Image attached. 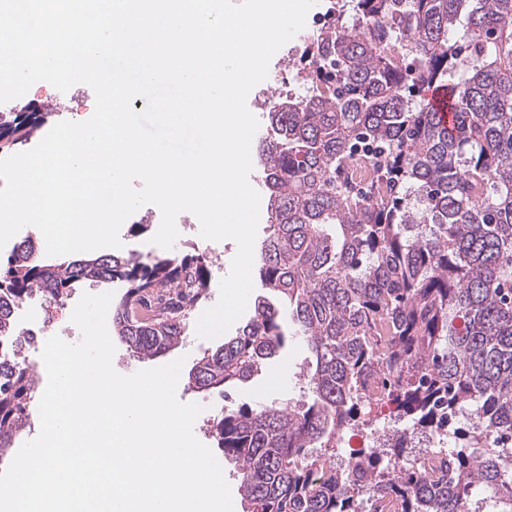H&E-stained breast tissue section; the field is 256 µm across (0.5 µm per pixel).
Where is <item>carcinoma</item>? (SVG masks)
<instances>
[{
	"mask_svg": "<svg viewBox=\"0 0 512 512\" xmlns=\"http://www.w3.org/2000/svg\"><path fill=\"white\" fill-rule=\"evenodd\" d=\"M305 40L307 93L274 97L259 140L270 297L188 384L224 397L210 431L246 512H484L482 488L512 512V0H343ZM437 85L456 104L450 126L416 99ZM48 117L1 112L0 145ZM352 166L359 194L337 179ZM211 277L194 254L55 265L17 246L0 256V338L12 299L119 282L112 332L154 359L183 342ZM290 339L309 353V401H229ZM32 385L0 357V450Z\"/></svg>",
	"mask_w": 512,
	"mask_h": 512,
	"instance_id": "obj_1",
	"label": "carcinoma"
}]
</instances>
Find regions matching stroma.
I'll return each instance as SVG.
<instances>
[{"mask_svg":"<svg viewBox=\"0 0 512 512\" xmlns=\"http://www.w3.org/2000/svg\"><path fill=\"white\" fill-rule=\"evenodd\" d=\"M288 47H281L272 57L268 77L263 82L257 84L247 97L248 109L257 117L259 122H266V112L268 103L272 96H275L280 85L278 80L280 76H287L288 89L292 93L302 95L306 92V86L300 78L296 68H284L283 60L288 55ZM70 96L77 98L82 103L80 111L63 113L55 108L57 99L61 93L52 85L46 82L35 83L30 89V95L33 101L39 102L44 107L53 109V122L71 120L81 122L89 119L94 112V93L92 89L84 84L73 86L69 91ZM149 216L150 224L148 228H141L140 220L142 216ZM196 217L189 212L181 213L177 220V226L181 231L173 247L177 253H191L195 249H204L214 247L216 254L212 259V279L213 286L210 288L209 304H216L219 299L218 281L228 274L231 261L237 251V245L234 241L225 239L214 243L208 242L200 237L195 228ZM161 223V213L159 209L151 204L145 205L143 213L132 214L122 225L120 229V239L123 243V251L135 250L141 253L151 252L153 246L150 242ZM200 310H193L187 318V336L184 342L167 355L150 361L133 357L127 351L124 344H117L116 352L113 357V366L115 370L123 375L132 374L138 370L150 367V365H164L176 359H183L182 370L183 377H180L177 386V397L181 402H195L203 407L202 413L194 424V433L196 437L207 446H214L215 441L208 432V422L210 419L220 415L224 406L223 398L215 391H205L190 387L186 377L194 364L204 353L210 352L215 347L223 344V337L213 339H203L197 336L195 326L200 317ZM307 351L303 344L293 342L282 351L280 356L271 364L265 374L253 378L251 381L241 385L235 391L234 396L237 402L258 405L274 398H300L301 383L299 381V369L304 364Z\"/></svg>","mask_w":512,"mask_h":512,"instance_id":"35a3bbf8","label":"stroma"}]
</instances>
